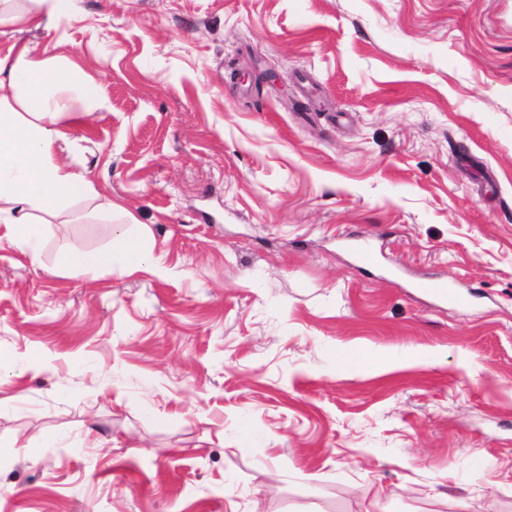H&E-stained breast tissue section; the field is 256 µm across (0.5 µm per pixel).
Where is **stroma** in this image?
<instances>
[{"mask_svg": "<svg viewBox=\"0 0 512 512\" xmlns=\"http://www.w3.org/2000/svg\"><path fill=\"white\" fill-rule=\"evenodd\" d=\"M44 11L0 57L101 99L39 263L0 224V512H512V0ZM131 218L153 266L57 267ZM414 288L431 296L441 303L465 305L469 302L471 294L463 292L447 280L440 277H425L415 282Z\"/></svg>", "mask_w": 512, "mask_h": 512, "instance_id": "obj_1", "label": "stroma"}]
</instances>
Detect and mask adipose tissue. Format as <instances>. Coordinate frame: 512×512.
Instances as JSON below:
<instances>
[{
  "label": "adipose tissue",
  "mask_w": 512,
  "mask_h": 512,
  "mask_svg": "<svg viewBox=\"0 0 512 512\" xmlns=\"http://www.w3.org/2000/svg\"><path fill=\"white\" fill-rule=\"evenodd\" d=\"M69 94L90 102L100 98L97 84L64 79L56 65L35 59L29 48L0 57V222L9 224L11 242L27 248L34 260L45 234L35 212L91 191L82 172L55 160L57 143L67 136L64 121L80 118L65 101ZM57 263L74 276L142 270L151 264L146 231L135 223L119 225L111 248L65 252Z\"/></svg>",
  "instance_id": "adipose-tissue-1"
}]
</instances>
